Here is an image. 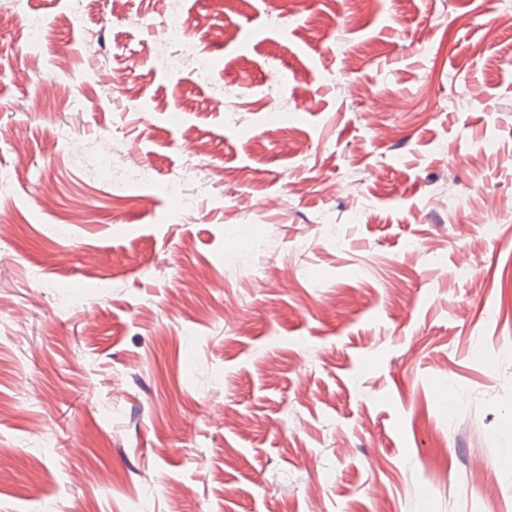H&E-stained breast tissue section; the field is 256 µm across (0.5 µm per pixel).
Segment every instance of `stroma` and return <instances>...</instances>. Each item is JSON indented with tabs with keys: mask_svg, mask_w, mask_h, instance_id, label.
<instances>
[{
	"mask_svg": "<svg viewBox=\"0 0 512 512\" xmlns=\"http://www.w3.org/2000/svg\"><path fill=\"white\" fill-rule=\"evenodd\" d=\"M181 6L0 26V512L512 500V0ZM171 2V7L167 11V20L161 29L162 42L167 44L171 40H180L183 58L194 61L199 73L206 75V62L200 56L199 44L195 37L189 33L190 24L180 7L179 1Z\"/></svg>",
	"mask_w": 512,
	"mask_h": 512,
	"instance_id": "1",
	"label": "stroma"
}]
</instances>
